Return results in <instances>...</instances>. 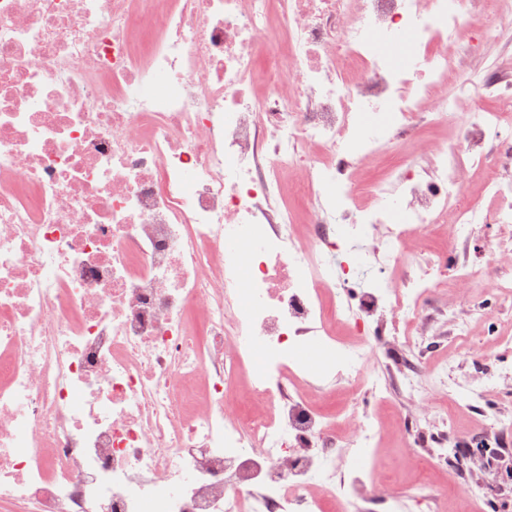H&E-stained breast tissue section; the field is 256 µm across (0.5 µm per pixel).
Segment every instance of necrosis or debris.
<instances>
[{
  "mask_svg": "<svg viewBox=\"0 0 512 512\" xmlns=\"http://www.w3.org/2000/svg\"><path fill=\"white\" fill-rule=\"evenodd\" d=\"M166 3L0 0V512L431 501L371 479L378 419L325 413L314 372L355 379L383 323L411 349L437 289L467 301L478 270L408 240L512 224V75L460 66L512 0ZM487 250L511 328L512 237ZM366 266L389 275L356 316Z\"/></svg>",
  "mask_w": 512,
  "mask_h": 512,
  "instance_id": "obj_1",
  "label": "necrosis or debris"
}]
</instances>
